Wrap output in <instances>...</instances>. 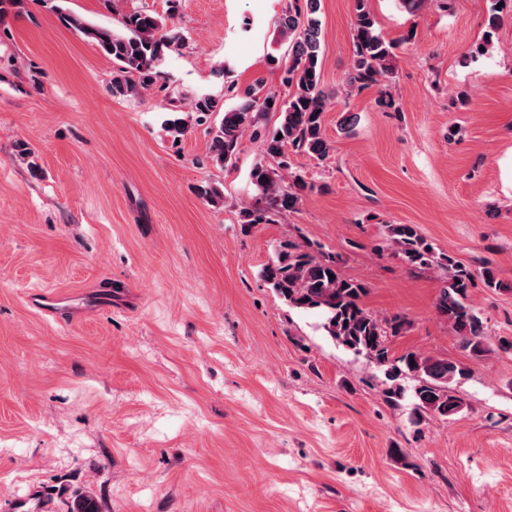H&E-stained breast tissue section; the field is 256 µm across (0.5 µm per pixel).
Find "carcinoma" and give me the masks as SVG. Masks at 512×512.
<instances>
[{
	"instance_id": "obj_1",
	"label": "carcinoma",
	"mask_w": 512,
	"mask_h": 512,
	"mask_svg": "<svg viewBox=\"0 0 512 512\" xmlns=\"http://www.w3.org/2000/svg\"><path fill=\"white\" fill-rule=\"evenodd\" d=\"M512 0H493L487 18L485 42H490L500 22L498 4ZM320 0H288L278 19L280 36L288 42V56L269 57V62L282 70V83L291 89L283 100L273 91L261 87L246 90L236 106L224 112L219 124L212 127L210 154L220 166L234 163L241 151L243 137L257 130L262 117L279 114V125L265 133L260 142L263 160L251 171V181L264 200L261 207H244L240 221L246 225L275 224L288 212L298 210L310 183L306 171L295 166L293 156L306 155L323 161L330 152L324 130L327 99L321 83L323 53ZM102 54L112 58L118 67L112 92L127 96L148 88L156 64L165 52L175 49L180 37L168 29L167 18L146 11L123 16V31L95 27L71 18ZM353 53L344 76L346 94L368 88L392 72L396 44L386 40L375 27L367 0H354ZM218 103L205 96L197 98L184 117L169 121V131L178 138L188 133L191 123H200L216 112ZM385 243L413 272L435 271L443 282L436 300L438 315L459 337L462 348L470 356L480 358L493 352L487 341L485 326L479 313L468 303L476 278L489 289L512 290V285L498 279L489 262L479 273L439 253L421 236L413 224L386 225ZM334 278H329V275ZM262 277L288 304L302 311H318L322 328L335 342L384 370L389 381L384 390L387 401L398 403L406 389L399 380L412 376V411L416 419L425 414L449 418L462 413L464 402L452 389L456 377L465 369L445 357L407 350L392 352L390 340L403 335L409 322L400 315L380 317L361 304L365 284L345 276L336 256L323 246L310 241L287 239L279 243ZM70 512H101L96 497L77 493Z\"/></svg>"
}]
</instances>
